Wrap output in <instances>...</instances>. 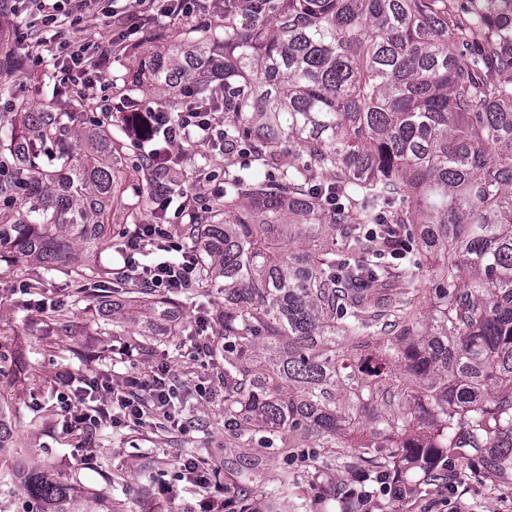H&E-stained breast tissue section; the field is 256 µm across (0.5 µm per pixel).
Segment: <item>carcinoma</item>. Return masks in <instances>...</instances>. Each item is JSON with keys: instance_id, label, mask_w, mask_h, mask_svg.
<instances>
[{"instance_id": "carcinoma-1", "label": "carcinoma", "mask_w": 512, "mask_h": 512, "mask_svg": "<svg viewBox=\"0 0 512 512\" xmlns=\"http://www.w3.org/2000/svg\"><path fill=\"white\" fill-rule=\"evenodd\" d=\"M176 41L158 28L120 87L224 111V197L183 227L207 353L224 386V442L356 448V463L448 458L455 480L512 460V0H259ZM23 58L0 50V73ZM224 99L214 98L215 83ZM0 94V263L60 272L74 301L146 357L192 290L124 283L91 257L134 230L129 188L176 193L171 157L121 171L110 113ZM79 123L82 153L69 135ZM0 390V486L35 512H101L86 487L19 445Z\"/></svg>"}]
</instances>
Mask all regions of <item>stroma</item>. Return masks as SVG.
Segmentation results:
<instances>
[{
	"label": "stroma",
	"instance_id": "35a3bbf8",
	"mask_svg": "<svg viewBox=\"0 0 512 512\" xmlns=\"http://www.w3.org/2000/svg\"><path fill=\"white\" fill-rule=\"evenodd\" d=\"M111 11L112 0H100L93 16L72 27L69 37L99 42L101 50L111 55L112 38L119 33ZM122 71L121 60L111 55L94 90L96 97L111 98L112 83ZM0 83L33 106L54 95L61 105L69 103L68 95L61 92L59 66L51 58L26 63L22 71L0 77ZM27 279L23 265L0 274V345L17 360L13 373L0 380V388L14 395L20 407L36 405L38 423L23 425L18 436L25 446L39 449L52 470L65 472L75 464L78 439L57 428L45 429L40 418L58 412L56 374L72 366V349L113 352L111 365L103 371L110 379L147 374L153 362L137 353L119 354L121 341L105 333L98 300L72 304L70 283L55 273L46 275L43 296L66 312L72 327L70 336L58 338L54 325L32 313L27 296L19 293V284ZM157 360L169 364L176 390L185 398L181 410L189 429L131 427L94 434L88 454L108 460L122 474L112 491L114 512H200L201 493L173 478L181 460L190 455L212 468L224 492V512H239L244 506L252 512H340L344 492L357 483L350 468L331 464L319 448H304L292 457L278 448L225 447L224 402L208 357L196 356L175 340L161 347ZM408 477L420 481V495L410 501L382 497V512H443L442 483L425 480L417 470L409 471ZM451 503L459 512H512V466L490 480L459 483Z\"/></svg>",
	"mask_w": 512,
	"mask_h": 512
}]
</instances>
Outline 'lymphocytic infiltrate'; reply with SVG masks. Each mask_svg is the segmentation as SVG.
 Wrapping results in <instances>:
<instances>
[{
	"instance_id": "1",
	"label": "lymphocytic infiltrate",
	"mask_w": 512,
	"mask_h": 512,
	"mask_svg": "<svg viewBox=\"0 0 512 512\" xmlns=\"http://www.w3.org/2000/svg\"><path fill=\"white\" fill-rule=\"evenodd\" d=\"M23 2L28 10L38 15L41 27L47 31L65 29L68 22H79L93 9V0H54L49 6L44 0ZM133 6L134 13L117 15L119 25L132 35L139 30L142 14L157 11L171 19L188 18L203 13L206 0H134ZM57 52L63 60L67 80L85 92L95 87L108 61L107 55L89 42L64 40L59 42ZM130 114L136 119L139 138L147 141L161 137L164 150L169 154L182 146L192 127L208 130L210 140L224 138V124L216 119L214 110L191 101L174 118L158 110L131 111L126 105L117 106V118L123 120ZM153 202V223L137 225L127 244L117 250L120 271L125 277L145 282L155 289L170 291L191 287L195 280L194 261L183 256L181 243L175 241L170 230L161 223L168 209H175L180 218L186 216L187 210L182 205L172 206L167 196H155ZM153 250L165 252V259L150 264L136 261V254ZM171 252L180 253V260H168L167 255ZM170 372V367L161 365L147 375H129L117 383L86 376L77 380L69 372H59L57 379L61 389L56 400L63 412V433L81 432L88 436L106 424L145 428L158 413L165 416L170 429L185 430V422L173 409L175 390L168 383Z\"/></svg>"
}]
</instances>
